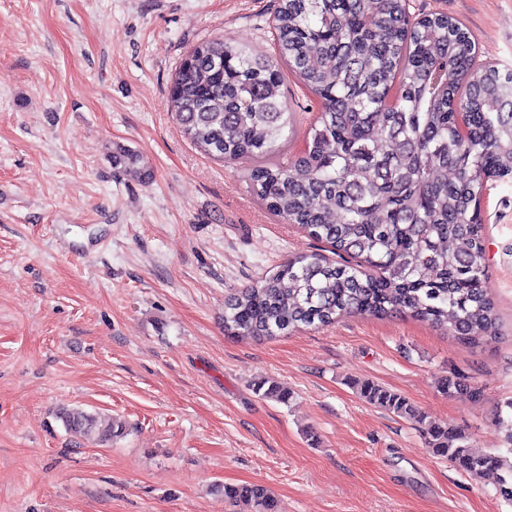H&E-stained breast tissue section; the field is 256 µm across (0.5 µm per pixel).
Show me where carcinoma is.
I'll return each instance as SVG.
<instances>
[{
  "mask_svg": "<svg viewBox=\"0 0 512 512\" xmlns=\"http://www.w3.org/2000/svg\"><path fill=\"white\" fill-rule=\"evenodd\" d=\"M275 34L276 60L224 41L196 46L169 100L195 146L224 161L253 157L257 198L342 260H288L227 298L224 331L261 339L345 313L405 312L464 344L493 342L497 317L474 205L485 176L512 180V71L477 64L470 33L445 14L409 25L404 0H280ZM282 62L321 106L307 149L289 163L277 159L296 134L279 95ZM112 164L150 176L130 149ZM356 387L368 403L417 424L433 454L470 474L498 473L497 493L512 502L511 458L476 450L468 432L428 421L378 384ZM57 417L93 444L124 433L122 423L101 428L86 412ZM216 490L278 512L262 485Z\"/></svg>",
  "mask_w": 512,
  "mask_h": 512,
  "instance_id": "1",
  "label": "carcinoma"
}]
</instances>
